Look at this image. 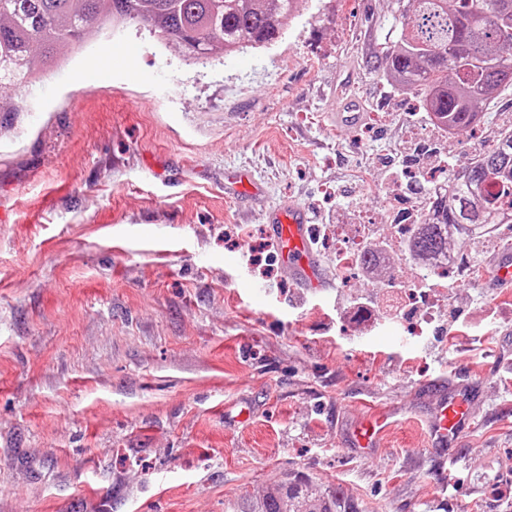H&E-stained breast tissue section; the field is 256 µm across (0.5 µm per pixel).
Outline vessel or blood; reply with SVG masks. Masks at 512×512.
Returning <instances> with one entry per match:
<instances>
[{
    "label": "vessel or blood",
    "mask_w": 512,
    "mask_h": 512,
    "mask_svg": "<svg viewBox=\"0 0 512 512\" xmlns=\"http://www.w3.org/2000/svg\"><path fill=\"white\" fill-rule=\"evenodd\" d=\"M269 223L281 268L299 287L323 288L324 282L312 247L311 226L304 207L291 205L275 208L269 214ZM469 399L470 392L464 387L452 393L441 391L438 396L440 415L428 425L429 435L437 447H446L471 426ZM393 422L390 413H375L353 429V445L365 450L375 447Z\"/></svg>",
    "instance_id": "1"
}]
</instances>
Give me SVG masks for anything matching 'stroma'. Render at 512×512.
Wrapping results in <instances>:
<instances>
[{
    "instance_id": "stroma-1",
    "label": "stroma",
    "mask_w": 512,
    "mask_h": 512,
    "mask_svg": "<svg viewBox=\"0 0 512 512\" xmlns=\"http://www.w3.org/2000/svg\"><path fill=\"white\" fill-rule=\"evenodd\" d=\"M411 0H302L266 49L186 62L147 27L107 30L49 72L0 130V512H241L287 472L364 512H512V294L490 287L512 226L458 238L461 285L429 335L352 302L388 288L294 287L266 213L395 224L424 210L420 170L465 166L512 129V88L449 137L382 76ZM138 70L111 67L114 45ZM363 120L330 122L345 99ZM251 173L254 196L226 192ZM471 387L474 429L431 447L440 390ZM395 424L371 454L367 412ZM393 417L390 413L380 411L361 422L353 429L350 437L355 448H375L379 439L391 428Z\"/></svg>"
}]
</instances>
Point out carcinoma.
Instances as JSON below:
<instances>
[{
	"instance_id": "cac0c4a2",
	"label": "carcinoma",
	"mask_w": 512,
	"mask_h": 512,
	"mask_svg": "<svg viewBox=\"0 0 512 512\" xmlns=\"http://www.w3.org/2000/svg\"><path fill=\"white\" fill-rule=\"evenodd\" d=\"M0 0V125L21 111L19 99L63 52H79L106 26L143 24L194 63L214 52L266 48L296 19L300 0ZM399 14L410 37L382 44L390 81L419 97L434 119L460 132L477 126L478 105L512 87V0H416ZM452 197L428 199V221L411 240L425 256L448 248L435 231L463 232L496 211L492 183L512 184V133L454 174ZM247 512H362L338 488L290 476Z\"/></svg>"
}]
</instances>
